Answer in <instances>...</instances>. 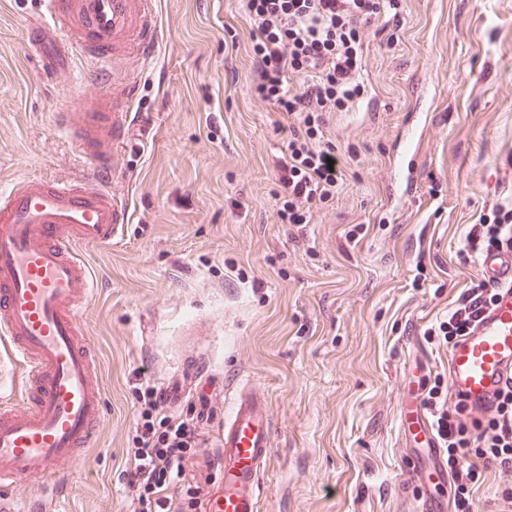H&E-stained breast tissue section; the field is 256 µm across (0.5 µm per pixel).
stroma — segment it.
<instances>
[{"label": "stroma", "mask_w": 512, "mask_h": 512, "mask_svg": "<svg viewBox=\"0 0 512 512\" xmlns=\"http://www.w3.org/2000/svg\"><path fill=\"white\" fill-rule=\"evenodd\" d=\"M152 60L101 76L72 59L41 81L34 0H0V190L24 177L90 182L56 125L137 81L134 128L110 188L131 200L124 240L85 249L98 286L82 316L103 416L56 481L1 488L23 506L125 512L136 389L203 368L205 451L175 494L203 485L216 419L241 384L268 400L271 460L260 512H417L401 407L448 380L428 342L478 276L460 250L491 208H512V0H399L365 28L367 95L326 115L346 184L309 223H279L287 125L252 91L240 0H153ZM417 334V344L406 341Z\"/></svg>", "instance_id": "35a3bbf8"}]
</instances>
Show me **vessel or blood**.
<instances>
[{
  "label": "vessel or blood",
  "instance_id": "vessel-or-blood-1",
  "mask_svg": "<svg viewBox=\"0 0 512 512\" xmlns=\"http://www.w3.org/2000/svg\"><path fill=\"white\" fill-rule=\"evenodd\" d=\"M48 21L32 29L28 43L39 73L50 79L70 54L98 64L127 55L152 56L158 28L150 0H46ZM78 36L61 42L70 21ZM135 84L113 87L89 111L58 115L70 148L91 168L99 186L26 177L0 192V338L23 364L27 400L0 408V486L39 474L55 480L58 466L91 447L102 417L95 359L83 342L81 314L96 279L81 247L123 240L129 208L108 184L118 151L130 137ZM481 278L496 292L467 334L448 350V389L474 416L493 409L512 379V245L484 253ZM198 376L188 370L164 388L180 403ZM410 436L408 471L420 512H448L444 489L448 456L420 400L403 409ZM272 425L263 394L234 391L218 441L217 474L203 488L204 512H260V476L270 458Z\"/></svg>",
  "mask_w": 512,
  "mask_h": 512
}]
</instances>
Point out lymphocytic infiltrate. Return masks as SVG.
<instances>
[{
	"label": "lymphocytic infiltrate",
	"instance_id": "f902f5d3",
	"mask_svg": "<svg viewBox=\"0 0 512 512\" xmlns=\"http://www.w3.org/2000/svg\"><path fill=\"white\" fill-rule=\"evenodd\" d=\"M398 0H244L256 36L254 92L288 119V142L278 170L282 192L276 214L283 224H306L310 211L332 202L346 183L335 162L336 147L326 141L330 112H348L364 98L361 31ZM303 76L290 88V75ZM494 221L469 228L462 253L480 254L512 240V209L494 207ZM492 299L485 283L472 281L448 319L438 326L443 343H452ZM136 420L139 445L128 460L124 490L131 512H184L169 491L179 484L188 462L202 453L192 419L169 418L165 394L150 384L139 391ZM425 405L448 451L454 484V512H476L471 493L479 466L494 463L512 472V382L499 394L494 411L482 418L441 386L429 389Z\"/></svg>",
	"mask_w": 512,
	"mask_h": 512
}]
</instances>
